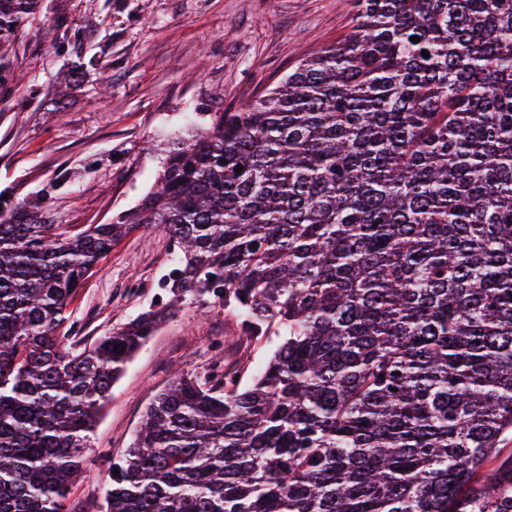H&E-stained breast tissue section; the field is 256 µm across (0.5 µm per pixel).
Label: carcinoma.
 <instances>
[{"instance_id":"1","label":"carcinoma","mask_w":512,"mask_h":512,"mask_svg":"<svg viewBox=\"0 0 512 512\" xmlns=\"http://www.w3.org/2000/svg\"><path fill=\"white\" fill-rule=\"evenodd\" d=\"M38 2L0 0V39ZM358 3L118 223L0 217V512H66L112 385L188 294L279 344L246 380L170 381L104 512H512V0ZM141 225L181 252L171 303L76 349L71 300Z\"/></svg>"}]
</instances>
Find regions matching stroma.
<instances>
[{"label": "stroma", "instance_id": "35a3bbf8", "mask_svg": "<svg viewBox=\"0 0 512 512\" xmlns=\"http://www.w3.org/2000/svg\"><path fill=\"white\" fill-rule=\"evenodd\" d=\"M356 13L357 0H41L0 42V214L30 203L71 235L117 223L152 189L173 142L211 112L265 96L343 41ZM176 255L158 230L113 245L67 309L79 344L167 303ZM216 334L232 369L259 370L272 351L242 337L222 305H181L113 385L69 512H99L109 465L146 407L177 372L210 369Z\"/></svg>", "mask_w": 512, "mask_h": 512}]
</instances>
